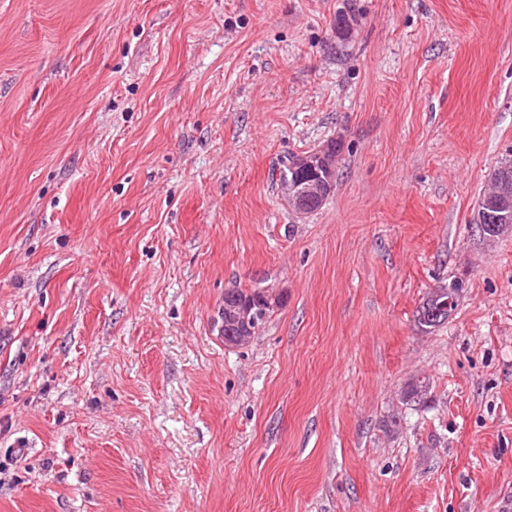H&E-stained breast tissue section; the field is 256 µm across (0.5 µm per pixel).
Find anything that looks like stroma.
Segmentation results:
<instances>
[{
	"instance_id": "stroma-1",
	"label": "stroma",
	"mask_w": 512,
	"mask_h": 512,
	"mask_svg": "<svg viewBox=\"0 0 512 512\" xmlns=\"http://www.w3.org/2000/svg\"><path fill=\"white\" fill-rule=\"evenodd\" d=\"M508 160L512 0H0V512H512ZM329 143L334 145V150L327 143L314 151L300 155L297 161L298 167L292 173L288 165L297 156L287 159L280 169L283 177L288 173L291 174L283 179L281 189L298 214H308L313 203L324 202L335 190L336 157L341 151V146L334 140ZM301 170L308 173L307 178H301L298 175V171ZM496 202L498 214H496L494 224L492 221H485L479 225L482 233L488 236V239H496L500 236L511 235L512 233V180H496ZM450 288H447V294L443 295L439 299H425L421 306L417 309L416 315H415V323L423 330H431L435 329L436 327L441 326L442 324L446 323L450 316L452 315L451 305H448V310H442L439 308L438 304L442 302L443 300L447 299L448 297H451V295H455V302L453 303V311L457 307V301H458V295H459V284L453 283L452 285H449ZM448 290L450 291L448 293ZM425 308H427V311L424 312ZM435 310L438 312L435 313ZM228 291L236 294L239 299L236 298H226L224 302H222L218 308V316L220 318V324L218 326V332L221 338H224V341H227L228 337L237 336V331L235 329H225L228 326H233L235 328H240L242 331V336L236 337L234 340L239 342L240 344L245 342L250 338L251 329L253 330L252 336L256 333V331L265 324L267 318L270 316V313L273 312L274 307L278 305L279 297L268 290H263L261 292V298L265 301H268L274 307L269 305L257 304L261 298H254L252 302L256 303L252 307L251 316L252 321L249 327V318L248 315L250 313V305L251 303L245 302L251 299L252 294H257L259 289H251V290H243L241 288H228L224 291V293ZM225 336V337H224Z\"/></svg>"
}]
</instances>
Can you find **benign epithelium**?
<instances>
[{"instance_id": "obj_1", "label": "benign epithelium", "mask_w": 512, "mask_h": 512, "mask_svg": "<svg viewBox=\"0 0 512 512\" xmlns=\"http://www.w3.org/2000/svg\"><path fill=\"white\" fill-rule=\"evenodd\" d=\"M336 187V157L330 144L299 156L297 170L286 176L281 184L283 194L297 213H308L314 203L329 198ZM496 202L498 214L495 223L482 224V233L488 239L512 233V180H496ZM250 303L236 298H227L218 308L220 324L219 335H224V328L233 326L242 331L236 341L243 343L249 339Z\"/></svg>"}]
</instances>
